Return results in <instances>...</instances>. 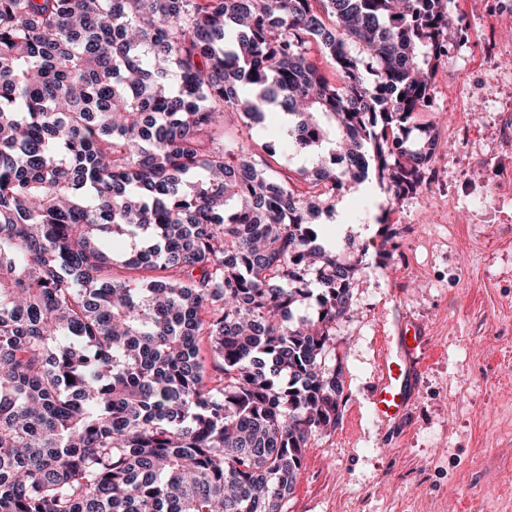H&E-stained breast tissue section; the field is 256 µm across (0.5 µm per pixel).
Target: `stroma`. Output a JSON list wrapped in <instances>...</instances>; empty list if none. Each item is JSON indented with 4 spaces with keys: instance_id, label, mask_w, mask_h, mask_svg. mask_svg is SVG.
Listing matches in <instances>:
<instances>
[{
    "instance_id": "stroma-1",
    "label": "stroma",
    "mask_w": 512,
    "mask_h": 512,
    "mask_svg": "<svg viewBox=\"0 0 512 512\" xmlns=\"http://www.w3.org/2000/svg\"><path fill=\"white\" fill-rule=\"evenodd\" d=\"M453 13L475 28L450 39L422 115L449 150L395 202L392 258L363 259L336 326L346 400L286 512H512V0H455ZM384 199L376 183L350 185L331 240L377 239ZM405 315L429 360L407 415L382 425L367 394Z\"/></svg>"
}]
</instances>
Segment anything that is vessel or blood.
Returning <instances> with one entry per match:
<instances>
[{
	"mask_svg": "<svg viewBox=\"0 0 512 512\" xmlns=\"http://www.w3.org/2000/svg\"><path fill=\"white\" fill-rule=\"evenodd\" d=\"M425 341L417 324L398 323L367 399L373 415L383 423L400 419L426 366Z\"/></svg>",
	"mask_w": 512,
	"mask_h": 512,
	"instance_id": "1",
	"label": "vessel or blood"
}]
</instances>
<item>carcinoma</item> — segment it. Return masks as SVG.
I'll return each instance as SVG.
<instances>
[{
    "label": "carcinoma",
    "mask_w": 512,
    "mask_h": 512,
    "mask_svg": "<svg viewBox=\"0 0 512 512\" xmlns=\"http://www.w3.org/2000/svg\"><path fill=\"white\" fill-rule=\"evenodd\" d=\"M450 2L0 0V512H286L367 251L317 219L445 149Z\"/></svg>",
    "instance_id": "1"
}]
</instances>
